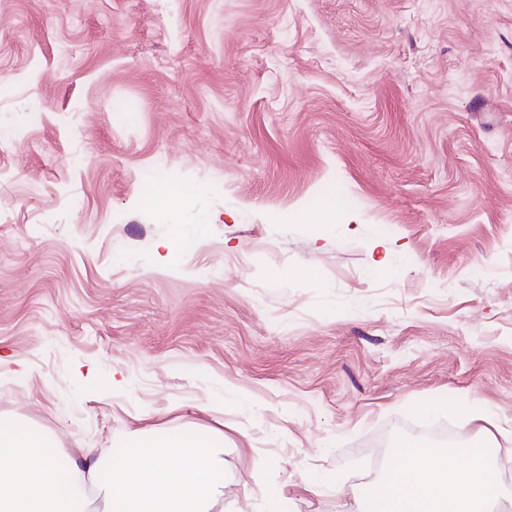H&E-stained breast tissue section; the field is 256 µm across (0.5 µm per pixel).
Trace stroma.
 <instances>
[{
	"label": "stroma",
	"mask_w": 512,
	"mask_h": 512,
	"mask_svg": "<svg viewBox=\"0 0 512 512\" xmlns=\"http://www.w3.org/2000/svg\"><path fill=\"white\" fill-rule=\"evenodd\" d=\"M1 391L55 452L223 435L224 512H352L420 423L504 479L512 0H0ZM188 195V191L175 184L153 186L144 197V203L148 207H160L182 200Z\"/></svg>",
	"instance_id": "1"
}]
</instances>
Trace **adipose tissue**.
<instances>
[{"label":"adipose tissue","mask_w":512,"mask_h":512,"mask_svg":"<svg viewBox=\"0 0 512 512\" xmlns=\"http://www.w3.org/2000/svg\"><path fill=\"white\" fill-rule=\"evenodd\" d=\"M480 446L400 442L382 481L357 492V512H490L498 487ZM0 512H224V450L203 430L136 432L115 460L82 448L58 456L48 439L0 420Z\"/></svg>","instance_id":"obj_1"}]
</instances>
